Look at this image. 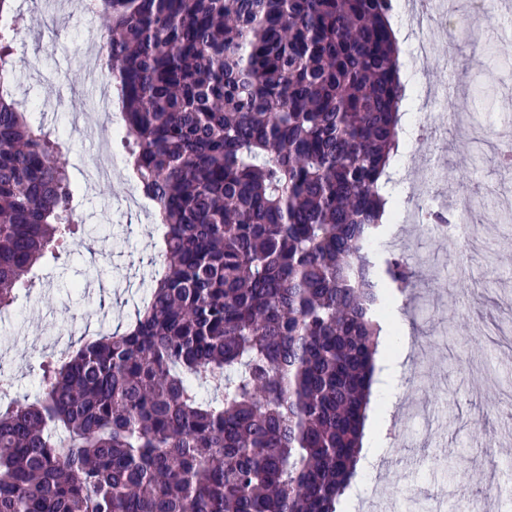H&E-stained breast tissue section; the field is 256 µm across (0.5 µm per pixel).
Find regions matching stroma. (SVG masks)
<instances>
[{"mask_svg":"<svg viewBox=\"0 0 512 512\" xmlns=\"http://www.w3.org/2000/svg\"><path fill=\"white\" fill-rule=\"evenodd\" d=\"M456 2L463 37L453 45L439 40L435 53L417 63L413 87L433 90L451 81L495 143L512 136V58L499 56L493 31L496 20L512 19V0H500L493 21L471 18L468 0ZM15 5L23 18L15 51L29 66L14 73V98L59 137L84 220L69 253L19 295L0 324V369L12 377L15 396L33 402L44 357L60 355L83 332L111 333L134 320L160 259L159 226L152 207L126 209L136 186L125 153L113 148L108 178L91 182L83 161L97 143L70 126L71 114H82L108 139L118 118L90 94L85 63L72 52L89 29L105 34L103 18L87 19L79 0ZM427 163L432 187L468 196L470 226L494 232L478 263L463 253L461 238L439 239L432 224L393 227L389 249L417 261V293L437 305L428 314L413 307L401 314L408 354L382 396L388 410L374 478L392 499L388 512H451L461 495L474 512H506L512 496L494 497L491 487L512 479V447L503 442L512 433V170L477 158L464 131L444 117L405 147L396 168L405 178ZM92 314L100 324L89 322Z\"/></svg>","mask_w":512,"mask_h":512,"instance_id":"35a3bbf8","label":"stroma"}]
</instances>
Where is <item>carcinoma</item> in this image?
Segmentation results:
<instances>
[{"label": "carcinoma", "instance_id": "cac0c4a2", "mask_svg": "<svg viewBox=\"0 0 512 512\" xmlns=\"http://www.w3.org/2000/svg\"><path fill=\"white\" fill-rule=\"evenodd\" d=\"M393 0H97L122 147L163 225L123 332L0 405V512H336L379 321L404 147ZM19 14L0 0V75ZM58 142L0 93V313L78 231Z\"/></svg>", "mask_w": 512, "mask_h": 512}]
</instances>
